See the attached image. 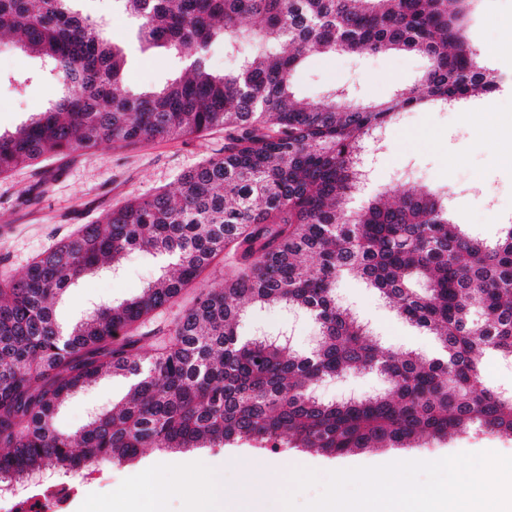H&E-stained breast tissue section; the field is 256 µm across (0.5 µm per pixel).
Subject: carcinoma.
I'll return each mask as SVG.
<instances>
[{
	"label": "carcinoma",
	"instance_id": "cac0c4a2",
	"mask_svg": "<svg viewBox=\"0 0 512 512\" xmlns=\"http://www.w3.org/2000/svg\"><path fill=\"white\" fill-rule=\"evenodd\" d=\"M75 0H0V35L40 57L36 78L61 95L0 134V176L89 149L225 132L222 152L159 191L85 224L0 279V474L65 475L144 448L315 449L341 456L409 448L478 429L512 439V390L485 384L486 355L512 360V224L494 242L465 235L436 193L379 191L358 209L357 160L368 138L429 102L446 110L499 89L464 32L474 0H115L147 48L174 54L182 72L158 90L118 94L124 49ZM258 18L255 29L242 21ZM250 53L215 72V44ZM414 51L429 65L416 84L361 106L338 88L316 104L293 91L297 69L336 53ZM133 251L163 260L135 298L98 305L61 329L53 301L106 261ZM224 287L202 274L220 257ZM359 277L413 327L434 337L427 355L391 352L336 300ZM197 288L150 354L140 321ZM248 305L303 312L318 326L307 352L239 330ZM480 309L484 320L473 319ZM368 370L389 392L325 402L326 378ZM105 372L128 380L122 408L98 411L78 435L54 417Z\"/></svg>",
	"mask_w": 512,
	"mask_h": 512
}]
</instances>
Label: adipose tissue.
<instances>
[{
  "mask_svg": "<svg viewBox=\"0 0 512 512\" xmlns=\"http://www.w3.org/2000/svg\"><path fill=\"white\" fill-rule=\"evenodd\" d=\"M278 486L276 469L264 465H247L242 472V489L237 493H221L210 484L199 503V512H266L265 497Z\"/></svg>",
  "mask_w": 512,
  "mask_h": 512,
  "instance_id": "1",
  "label": "adipose tissue"
}]
</instances>
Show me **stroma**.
I'll return each mask as SVG.
<instances>
[{"label":"stroma","instance_id":"35a3bbf8","mask_svg":"<svg viewBox=\"0 0 512 512\" xmlns=\"http://www.w3.org/2000/svg\"><path fill=\"white\" fill-rule=\"evenodd\" d=\"M75 8L82 15L104 20L112 41L125 47L128 64L121 93L148 91L180 73V64L169 53L141 50L113 0H77ZM511 18L512 0H478L476 4L468 35L478 51L484 52L489 66L512 67V54L487 51ZM425 65L424 57L414 52L325 57L297 72L295 93L313 104L336 84L348 88L352 102L380 101L400 87L414 84ZM41 68L38 57L18 48L0 55V133L14 131L59 96L55 83L37 80ZM509 141L512 98L492 94L456 109H414L387 127L381 148L372 151L363 165L356 197L365 199L380 188L435 191L447 195L451 217L465 233L496 240L502 224L512 220V166L499 160L501 145ZM223 147L224 134L220 131L202 138H163L123 146L102 142L43 167L19 168L0 177V269L22 274L35 257L80 225L94 223L108 210L130 200L174 190L182 172ZM159 273L156 257L132 252L119 270L103 268L75 281L56 301L55 316L62 326H71L98 304L138 295ZM336 297L383 348L418 353L432 349L431 336L408 325L363 281L344 278L336 286ZM241 329L285 335L297 350L310 347L316 340L312 320L285 308L248 307ZM388 389L378 374L357 372L324 380L315 393L321 400L333 401L382 394ZM127 390L124 378L102 377L60 406L57 428L63 432L79 430L94 412L110 409ZM483 451L512 456V440L473 432L421 448H377L338 457L299 448L260 452L244 445L173 452L148 448L132 461L75 480L70 512H148L149 498L137 493L136 486L143 474L158 468L174 488L167 512H191L195 500L203 497L210 476H218L223 488L232 490L239 483L241 465L273 466L282 481L278 491L269 496L266 508L278 512L279 495L290 489L289 475L299 467L325 473Z\"/></svg>","mask_w":512,"mask_h":512}]
</instances>
